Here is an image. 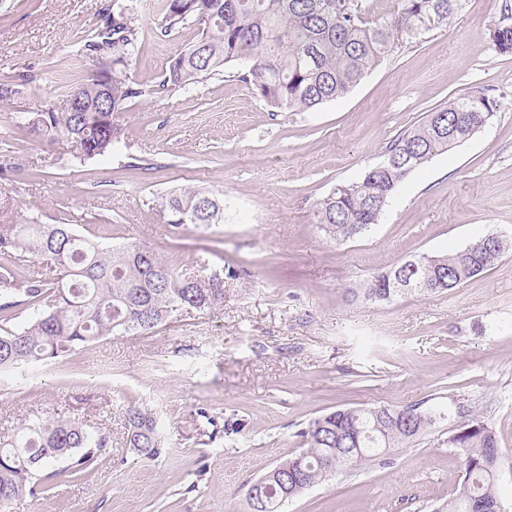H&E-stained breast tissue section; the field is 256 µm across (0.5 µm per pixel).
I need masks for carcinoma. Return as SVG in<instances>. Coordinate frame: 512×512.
<instances>
[{
  "label": "carcinoma",
  "mask_w": 512,
  "mask_h": 512,
  "mask_svg": "<svg viewBox=\"0 0 512 512\" xmlns=\"http://www.w3.org/2000/svg\"><path fill=\"white\" fill-rule=\"evenodd\" d=\"M375 0H161L154 35L166 37L189 24L199 38L170 62L157 89L130 77V62L144 31L128 0H107L92 35L78 58L79 76L58 73L69 92L87 102L86 111L66 109L18 112L15 126L50 141L65 138L77 157L102 160L127 147L115 115L156 91L188 93L198 84L237 66V78L255 91L273 112L314 110L360 83L368 71L399 44L446 28L464 0H395L392 13L372 18ZM487 41L501 55H512V0H502L499 19L487 27ZM112 63V111H91L97 84L88 67L93 55ZM32 81L21 72L0 79V100L19 94ZM499 109L489 91L454 98L402 131L385 148L387 162L356 180L337 186L315 205L314 218L325 234L346 241L378 223L390 198L418 168L434 156L470 139ZM166 223H224V193L184 188L161 196ZM494 259H489V249ZM512 250V237L485 236L450 254H418L374 273L364 284L366 298L391 301L404 294L397 274L421 263L426 286L414 294L453 290L493 266ZM224 301L218 275L188 276L158 250L144 243L115 247L81 234L72 224H41L17 218L0 224V322L25 314L22 325L0 333V374L49 365L89 342L114 334L154 332L181 309L203 311ZM419 426L412 432L389 426L385 417L399 408L369 406L335 410L310 420L300 430L303 447L278 463L281 481L298 496L328 475L363 465L386 449L413 440L445 414L436 408L404 407ZM127 441L134 450L158 457L156 418L136 403L124 406ZM454 436L464 478L445 512H491L499 441L484 423ZM111 453L110 433L69 417H25L11 434L0 435V512L35 498L49 483L79 479ZM279 481V482H281ZM273 482L263 499L245 498L247 512H282L288 499Z\"/></svg>",
  "instance_id": "obj_1"
}]
</instances>
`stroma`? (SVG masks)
<instances>
[{
    "label": "stroma",
    "mask_w": 512,
    "mask_h": 512,
    "mask_svg": "<svg viewBox=\"0 0 512 512\" xmlns=\"http://www.w3.org/2000/svg\"><path fill=\"white\" fill-rule=\"evenodd\" d=\"M105 0H0V75L34 80L0 102V224L37 217L116 246L147 242L197 276L220 274L224 301L183 310L147 335L106 336L34 370L0 377V434L59 413L109 432L112 454L87 478L54 483L19 512H244L242 487L300 445L324 413L372 405L447 407L460 397L495 431L498 497L512 512V251L443 294L389 303L358 295L376 270L512 234V56L485 38L502 0H465L448 28L394 49L347 95L312 112H272L237 78L132 102L116 121L127 150L79 162L12 115L64 103L69 66ZM158 0H132L146 32L129 73L156 85L198 37L153 35ZM491 87L492 125L413 172L380 223L336 242L315 203L381 161L386 145L449 99ZM223 191V223L166 224L158 199ZM146 405L163 453L127 447L123 408ZM436 424L339 473L284 512H437L462 480Z\"/></svg>",
    "instance_id": "obj_1"
}]
</instances>
